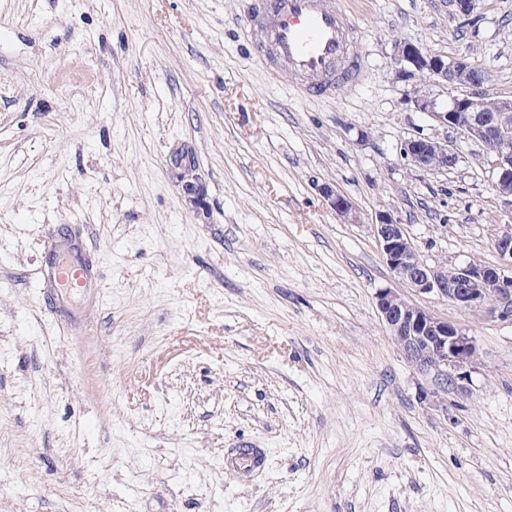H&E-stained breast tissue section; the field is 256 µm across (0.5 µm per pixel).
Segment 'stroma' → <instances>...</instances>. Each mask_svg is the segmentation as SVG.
Returning <instances> with one entry per match:
<instances>
[{
	"mask_svg": "<svg viewBox=\"0 0 512 512\" xmlns=\"http://www.w3.org/2000/svg\"><path fill=\"white\" fill-rule=\"evenodd\" d=\"M252 2L0 0V512H512V325L413 295L481 348L463 387L420 374L370 228L499 264L512 207L478 144L405 105L395 55L469 54L510 96L512 0H343L360 73L308 99L241 32ZM417 136L458 165L413 167ZM73 228L100 287L41 280ZM241 444L260 471L227 467ZM401 153L414 166L424 171L448 170L456 166L458 153L448 143L425 137H414L401 144ZM435 161L436 163L431 164ZM171 169L174 177L182 184V189L200 205L205 198V187L199 177L194 173L196 164L192 156L185 150L174 151L170 157ZM318 191L339 218L349 224L357 222L356 209L347 197L328 184L318 186Z\"/></svg>",
	"mask_w": 512,
	"mask_h": 512,
	"instance_id": "35a3bbf8",
	"label": "stroma"
}]
</instances>
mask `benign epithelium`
<instances>
[{"label": "benign epithelium", "instance_id": "1", "mask_svg": "<svg viewBox=\"0 0 512 512\" xmlns=\"http://www.w3.org/2000/svg\"><path fill=\"white\" fill-rule=\"evenodd\" d=\"M396 64L398 79L408 82L421 76L444 89L478 88L488 79L486 71L467 54L445 57L412 43L398 44ZM407 102L480 145L492 171L493 191L512 206V96L466 93L452 96L443 104L438 95L416 84L407 94ZM401 153L413 166L429 172L451 169L459 160L448 141L425 137L405 140ZM170 163L184 192L195 204H202L205 187L195 174L192 156L185 150L175 151ZM318 191L339 218L350 224L357 222L356 209L347 197L328 184L318 186ZM371 228L384 263L400 284L398 288H380L376 292L375 306L381 321L419 372L460 384L478 361L477 338L430 309L410 302L403 289L512 324V225H503L493 238L502 265L469 261L454 267L451 277L447 267L431 265L422 258L404 225L390 212L376 213Z\"/></svg>", "mask_w": 512, "mask_h": 512}]
</instances>
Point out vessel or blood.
<instances>
[{
	"label": "vessel or blood",
	"instance_id": "obj_1",
	"mask_svg": "<svg viewBox=\"0 0 512 512\" xmlns=\"http://www.w3.org/2000/svg\"><path fill=\"white\" fill-rule=\"evenodd\" d=\"M249 23L256 29L253 46L264 59L304 77L301 94L323 97L335 82L355 79V64L345 60L353 30L335 0H253ZM59 249L52 242L44 247L52 282L81 287L96 277L79 247L65 259Z\"/></svg>",
	"mask_w": 512,
	"mask_h": 512
}]
</instances>
